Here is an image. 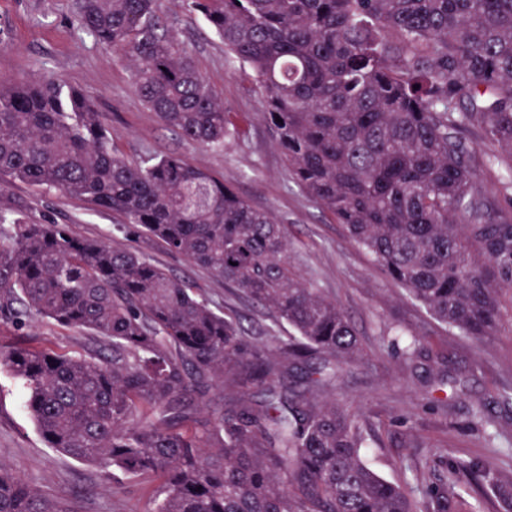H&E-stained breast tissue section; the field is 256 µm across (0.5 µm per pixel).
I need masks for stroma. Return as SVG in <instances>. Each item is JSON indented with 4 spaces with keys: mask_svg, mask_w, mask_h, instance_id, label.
Returning a JSON list of instances; mask_svg holds the SVG:
<instances>
[{
    "mask_svg": "<svg viewBox=\"0 0 512 512\" xmlns=\"http://www.w3.org/2000/svg\"><path fill=\"white\" fill-rule=\"evenodd\" d=\"M160 8L170 35L188 48L244 129L224 148L192 143L165 126L136 93L127 61L78 31L74 0H0V82L51 76L83 89L103 112L113 146L129 161L181 155L271 213L287 230L297 272L343 309L359 340L358 359L315 391V400L336 402L358 420L367 441L363 460L421 504L429 503L433 486L444 483L448 512H497L495 499L482 495L468 478L453 481L452 470L461 463H486L497 468L501 480L512 481V399L502 396L503 389H512V314L496 336L483 341L435 319L289 177L250 71L226 62L223 41L187 12L182 0H162ZM464 137L478 154L498 155L481 179L497 192L500 206L511 209L512 194L502 190L512 178L505 150L485 143L476 130ZM0 212H18L38 224H66L75 234L138 248L168 276L235 317L258 345L275 352L288 339L287 324L273 323L264 307L156 241L132 236L118 214L20 183L0 187ZM31 345L73 354L102 347L87 331L42 316H30L22 328L0 320V348ZM447 375L459 383L449 391L447 405L434 406L431 383ZM22 394L21 381L0 366L1 464L66 512H151L157 483L120 480L47 447Z\"/></svg>",
    "mask_w": 512,
    "mask_h": 512,
    "instance_id": "1",
    "label": "stroma"
}]
</instances>
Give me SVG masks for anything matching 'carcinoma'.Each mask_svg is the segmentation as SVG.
Returning <instances> with one entry per match:
<instances>
[{
    "label": "carcinoma",
    "instance_id": "carcinoma-1",
    "mask_svg": "<svg viewBox=\"0 0 512 512\" xmlns=\"http://www.w3.org/2000/svg\"><path fill=\"white\" fill-rule=\"evenodd\" d=\"M160 0H77V28L130 65L146 106L211 148L243 133ZM249 67L288 171L437 320L497 334L512 294V212L461 137L512 156V0H183ZM59 190L233 285L296 335L272 354L134 248L65 224L10 225L0 317H48L110 353L0 351L49 447L158 480L154 512H421L361 459L358 422L308 393L359 352L336 304L288 261L284 225L178 155L137 164L112 148L83 90L52 78L0 84V181ZM305 365L306 389L281 383ZM234 388L203 421L212 388ZM502 512L512 483L479 469ZM446 512L448 487L430 492ZM0 512H66L0 464Z\"/></svg>",
    "mask_w": 512,
    "mask_h": 512
}]
</instances>
